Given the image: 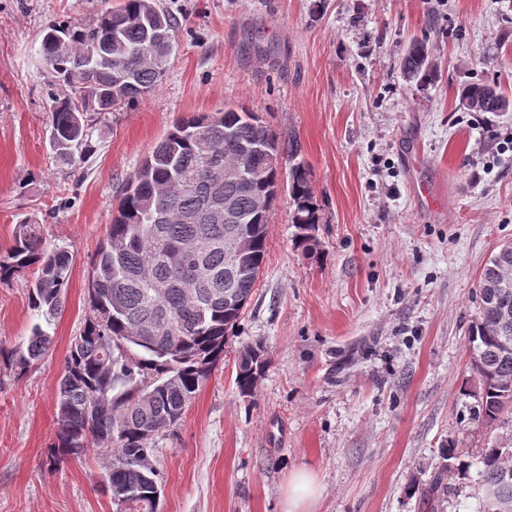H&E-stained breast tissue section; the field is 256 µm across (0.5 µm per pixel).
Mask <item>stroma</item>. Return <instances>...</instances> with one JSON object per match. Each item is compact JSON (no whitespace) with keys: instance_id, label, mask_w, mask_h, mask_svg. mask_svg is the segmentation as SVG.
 Masks as SVG:
<instances>
[{"instance_id":"stroma-1","label":"stroma","mask_w":512,"mask_h":512,"mask_svg":"<svg viewBox=\"0 0 512 512\" xmlns=\"http://www.w3.org/2000/svg\"><path fill=\"white\" fill-rule=\"evenodd\" d=\"M122 0H0V255L20 220L72 256L50 353L24 376L0 360V512H114L112 452L51 465L57 389L88 316L90 262L127 178L172 127L225 105L255 112L320 206L314 254L294 245L281 184L252 297L206 385L159 437V512H285L313 472L308 512H483L474 461L500 425L463 414L479 274L512 241V111L471 112L457 88L512 98V0H158L179 22L163 83L87 115L90 150L50 145L41 33L91 23ZM426 40L434 82L398 68ZM34 267L0 281V347L30 334ZM267 366L253 397L238 350ZM458 455L444 459L447 447ZM264 348L261 342L247 344L238 351L235 385L242 397H252L264 369ZM318 492V480L312 472L295 471L288 482V511L285 512H305L301 507L315 498Z\"/></svg>"}]
</instances>
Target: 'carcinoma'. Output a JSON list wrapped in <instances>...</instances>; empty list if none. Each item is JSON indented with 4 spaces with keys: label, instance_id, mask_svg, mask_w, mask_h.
I'll list each match as a JSON object with an SVG mask.
<instances>
[{
    "label": "carcinoma",
    "instance_id": "1",
    "mask_svg": "<svg viewBox=\"0 0 512 512\" xmlns=\"http://www.w3.org/2000/svg\"><path fill=\"white\" fill-rule=\"evenodd\" d=\"M169 33L178 25L168 11L158 10L153 0H123V4L98 16L88 25L71 21L48 24L41 39V57L53 84L68 93H49L51 143L64 160L88 151L84 116L110 112L112 107L143 99L164 80L171 57L169 45L151 41L153 25ZM406 81L429 82L436 64L426 41L410 44L399 61ZM492 84L470 82L458 89L459 101L481 98L484 112L508 110L487 96ZM254 140L268 141L272 153L284 152L276 134L254 113L242 107H226L215 114L199 113L178 121L147 155L122 191L106 241L91 262L88 279L90 316L75 337L65 362L56 402L58 428L50 448L55 464L103 445L113 450L105 474L112 494L130 488L117 512H158L160 494L152 481L136 472L143 456H152L149 433L166 417L177 424L188 405L224 359L229 330L237 324L260 276L266 253L269 214L251 209L255 194L277 200L282 172L268 158H252L261 178L250 186L236 181L211 184L206 180L204 153L217 156L224 167L240 164L241 148ZM292 223L301 232L295 245L310 253V231L320 221V207L310 187V172L301 165L289 168ZM184 182L194 190L184 192ZM229 199L247 217L251 231L244 257L247 275L234 277L239 305H224L229 275L224 262V236L228 225L212 218L209 202ZM179 253L183 263L174 264ZM205 263L211 279L191 287L188 279L196 261ZM72 258L63 250L47 251L40 226L23 221L17 225L14 244L0 257V279L36 266L39 276L30 289L31 308L51 321L61 311L70 278ZM169 283L156 292L146 277ZM495 282L512 290V260L495 254L479 279L480 311L468 332L469 357L474 387L462 395L474 399L465 404L470 420L507 424L512 418V318L504 324L496 303ZM52 336L35 323L26 342L10 351L0 348L18 374H26L50 351ZM262 343L247 344L236 358L235 385L243 397H251L264 369ZM480 483L484 512H500L512 505V437L495 442L480 454Z\"/></svg>",
    "mask_w": 512,
    "mask_h": 512
}]
</instances>
